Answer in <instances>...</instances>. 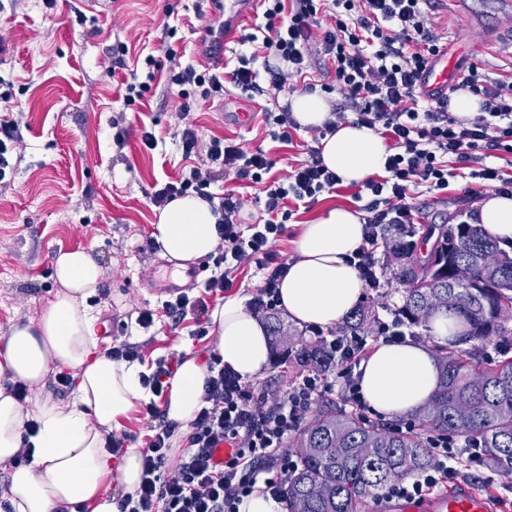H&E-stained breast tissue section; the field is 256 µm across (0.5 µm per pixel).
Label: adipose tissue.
I'll return each mask as SVG.
<instances>
[{
  "label": "adipose tissue",
  "instance_id": "adipose-tissue-1",
  "mask_svg": "<svg viewBox=\"0 0 512 512\" xmlns=\"http://www.w3.org/2000/svg\"><path fill=\"white\" fill-rule=\"evenodd\" d=\"M324 165L342 184H359L382 173L387 157L384 139L373 130L349 122L318 145ZM212 206L200 196L174 198L157 216L153 237L163 255L190 262L217 246ZM482 229L499 243L512 241V196L489 192L479 203ZM363 245L361 215L343 206L324 208L303 224L295 254L279 288L280 306L299 325L336 326L362 298L363 283L352 258ZM102 270L83 250L58 252L54 276L59 285L40 316L13 325L0 345V464H11L7 493L0 495L10 512H57L80 506L88 512H118L107 480L117 477L124 493L137 489L142 474L139 449L114 457L107 434L150 393L141 382L138 363L115 361L98 349L93 317L87 304L99 286ZM215 351L243 379L260 376L270 365L271 339L266 325L246 306L244 297L225 300L211 313ZM70 371L74 396L61 401L43 396L51 375ZM363 398L386 417L411 413L423 406L439 380L433 352L412 342L375 345L359 366ZM207 371L185 351L165 402L169 420L188 424L199 408ZM21 383L33 392L24 407L10 391ZM37 431L25 435L27 421ZM29 442L30 463L13 466L22 442Z\"/></svg>",
  "mask_w": 512,
  "mask_h": 512
}]
</instances>
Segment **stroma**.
Wrapping results in <instances>:
<instances>
[{
    "instance_id": "stroma-1",
    "label": "stroma",
    "mask_w": 512,
    "mask_h": 512,
    "mask_svg": "<svg viewBox=\"0 0 512 512\" xmlns=\"http://www.w3.org/2000/svg\"><path fill=\"white\" fill-rule=\"evenodd\" d=\"M208 7L207 0H55L51 6L45 0H0V84L12 87L0 119L21 118L23 136L0 180V337L36 319L52 299L58 251L82 249L103 268L107 297L90 304L94 324L116 327L112 338H99V348L135 343L147 365L181 356L186 348L200 358L214 351V334L195 337L190 318L172 325L146 285L162 259L149 196L155 183L178 180L191 166L177 134L185 119L180 101L160 77L141 103L124 100V85L141 56L164 61L163 24L178 28L172 47L182 63L204 64L200 26ZM435 19L445 42L466 44L460 68L476 65L491 79L512 74V47L491 5L472 13L462 0H440ZM120 43L129 52L113 74L104 75L102 65ZM249 104L251 119L242 125L232 116L235 104L220 100L195 101L187 119L202 137L234 138L246 149L267 152L276 162L271 178H284L306 159L313 135L300 130L291 142L273 140L260 115L267 99ZM120 129L127 132L121 146L114 140ZM146 130L156 137L154 149L141 142ZM356 191L342 185L301 205L274 251L291 258L302 224L327 205L359 210ZM482 194L479 186L453 178L446 191L415 197L414 220L444 224L472 214ZM144 309L155 313L146 334L135 325Z\"/></svg>"
}]
</instances>
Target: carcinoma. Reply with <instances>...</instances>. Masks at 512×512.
Segmentation results:
<instances>
[{"label": "carcinoma", "instance_id": "1", "mask_svg": "<svg viewBox=\"0 0 512 512\" xmlns=\"http://www.w3.org/2000/svg\"><path fill=\"white\" fill-rule=\"evenodd\" d=\"M434 239L421 254L415 237ZM386 264L392 268L402 304L399 325L430 332L429 320L444 309L463 326L467 349L439 347L442 368L433 396L414 415V430L400 433L368 422L341 406L325 405L289 438L298 468L288 477V512H367L391 485L431 463L429 438L446 435L484 448L483 467L512 476V358L484 362L483 348L512 335V250L475 224H393L383 232ZM468 267L466 282L456 268ZM380 308L389 307L378 300ZM375 304V305H377ZM375 305L343 320L344 335H371L380 325ZM279 361H296L318 373L336 370V357L321 340L284 341L279 317H267Z\"/></svg>", "mask_w": 512, "mask_h": 512}]
</instances>
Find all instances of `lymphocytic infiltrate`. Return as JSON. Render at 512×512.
<instances>
[{
	"mask_svg": "<svg viewBox=\"0 0 512 512\" xmlns=\"http://www.w3.org/2000/svg\"><path fill=\"white\" fill-rule=\"evenodd\" d=\"M430 0H264L265 23L258 33L241 41L233 66L218 72L182 64L174 50H167L168 68L154 56L143 59L144 79H130L125 100L144 98L157 71H165L168 92L189 113L194 101L223 99L228 89L253 97L272 99L289 93L293 77L330 64L334 83L306 84V91L338 95L324 132L338 122L351 120L381 134L388 156L382 175L369 178L358 192L362 199L365 237L354 262L368 288H378L373 250L382 239L383 227L413 221L412 199L419 190L443 191L453 177V165L467 169L476 184L493 182L501 194H512V175L488 160L495 152L512 154V80H491L470 66L464 85L480 100V112L472 121L459 120L449 111L450 100L432 101L421 94L420 77L440 45L430 12ZM331 19L322 34H314L318 16ZM185 158H197L188 175L153 191L156 208L172 199L195 192L217 205L219 243L211 255L214 274L199 290L185 289L166 299L162 308L173 322L194 319L197 336H205L208 297L229 288L231 272L243 262L255 263L261 274L249 307L255 312L276 310L279 285L288 270L286 259L272 245L281 237L293 212L287 200L302 203L332 191L340 180L326 167L317 149L292 169L282 181L264 182L274 161L262 151L244 149L233 140L202 138L193 124L180 132ZM235 175L262 184L265 193L263 220L243 223V204L234 191L214 196L209 186L220 176ZM328 345L336 355L335 375L313 374L283 391L275 402L244 381L225 365L219 354L205 360L208 376L200 396L201 408L190 422L186 448L176 466H169L170 440L176 422L168 420L155 401L167 394L176 372L172 358L157 359L143 375L154 400L144 407L150 435L142 450L143 472L135 493L121 495L119 512H238L243 497L263 486L275 497L284 487L297 462L282 454L288 438L305 420L313 401L342 386L341 401L351 408L363 404L353 371L363 356L367 339L337 336ZM233 453L218 465L213 454L219 445ZM431 464L411 481L393 484L387 498L420 501L447 488L462 470L480 463L477 448L460 454L456 442L445 436L430 441Z\"/></svg>",
	"mask_w": 512,
	"mask_h": 512,
	"instance_id": "f902f5d3",
	"label": "lymphocytic infiltrate"
}]
</instances>
